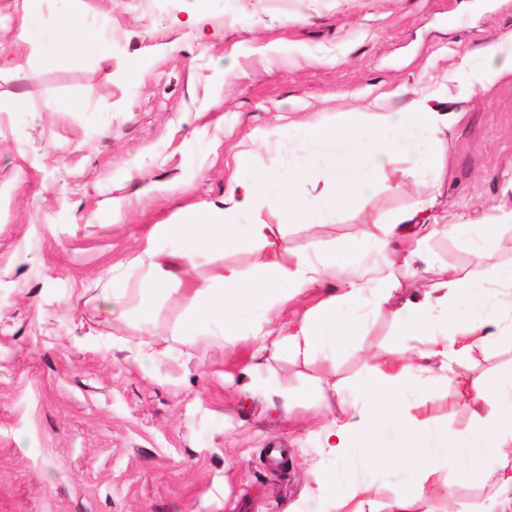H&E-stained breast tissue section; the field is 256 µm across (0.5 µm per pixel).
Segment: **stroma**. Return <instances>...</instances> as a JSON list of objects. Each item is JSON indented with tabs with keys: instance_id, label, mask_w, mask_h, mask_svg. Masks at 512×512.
I'll list each match as a JSON object with an SVG mask.
<instances>
[{
	"instance_id": "obj_1",
	"label": "stroma",
	"mask_w": 512,
	"mask_h": 512,
	"mask_svg": "<svg viewBox=\"0 0 512 512\" xmlns=\"http://www.w3.org/2000/svg\"><path fill=\"white\" fill-rule=\"evenodd\" d=\"M23 8L0 0V512H310L347 473L323 454L325 419L302 393L320 378L360 390L368 353L395 341L389 317L365 319L334 353L255 365V311L230 348L177 330L189 285L253 277L264 250L189 263L186 240L149 232L223 212L239 150L288 172L294 123L379 97L402 109L512 32V0H73L88 43L42 72L43 29L21 35ZM437 86L460 115L439 135L437 179L379 189L318 224L267 209L257 222L316 253L423 193L436 215L463 206L476 224L511 208L512 77L473 99ZM149 246L177 272L157 295L137 289ZM448 265L475 270L457 241L430 238L400 294L428 291ZM115 288L130 302L121 318L98 310ZM396 395L432 427L471 425L455 382ZM270 448L284 451L280 469Z\"/></svg>"
}]
</instances>
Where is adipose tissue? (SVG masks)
<instances>
[{
    "label": "adipose tissue",
    "mask_w": 512,
    "mask_h": 512,
    "mask_svg": "<svg viewBox=\"0 0 512 512\" xmlns=\"http://www.w3.org/2000/svg\"><path fill=\"white\" fill-rule=\"evenodd\" d=\"M51 2V47L39 58L44 70L55 67L60 53L74 57L84 49L81 20L71 0ZM485 55L481 64L463 59L453 72L460 96H479L512 76V32L498 37ZM457 119L456 112L441 110L436 94L425 93L400 110L374 103L337 113L330 121H307L299 129L306 149L288 174L256 169L253 152L240 151L236 165L251 176L229 183L223 217L206 210L197 212L193 223L152 228L153 234L189 241L184 254L189 261L258 244L267 254L254 279L231 271L222 275L221 287L193 288L182 335L195 336L218 324L225 337H232L241 313L257 306L261 313L252 334L259 345L253 359H275L286 352L306 358L332 348L337 337L357 333L361 322L355 310L392 319L397 339L372 354L375 375L362 396H347L344 386L324 379L305 397L330 416L322 430L326 455L354 470L410 473L411 489L394 495L393 512H432L428 494L440 476L452 479L463 471L480 482L493 480L497 497L512 498V369L478 382L460 375L475 349L512 345V264L475 278L448 269L439 273L431 292L404 299L396 295L397 273L413 274L429 238L460 240L475 261H483L496 245L497 228L512 224V210L492 216L484 233L477 234L460 215L439 223L433 197L421 196L315 258L282 255L271 228L251 217L270 209L290 224H318L331 213L361 208L380 183L399 192L407 178L438 174L443 151L435 134ZM314 170L322 188L309 185ZM461 304L471 309L466 320L436 326V308L452 310ZM451 378L471 410L468 430L442 435L425 421L401 416L395 386L408 379L427 385ZM380 491L378 484L354 473L315 512H365Z\"/></svg>",
    "instance_id": "1"
}]
</instances>
